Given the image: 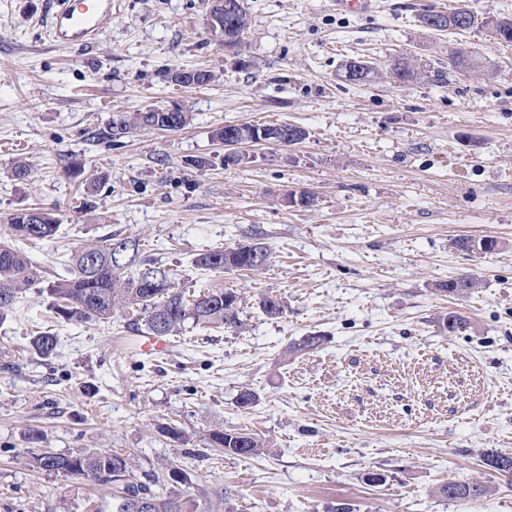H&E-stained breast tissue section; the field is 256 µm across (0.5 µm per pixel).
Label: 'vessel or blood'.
Instances as JSON below:
<instances>
[{
  "instance_id": "vessel-or-blood-1",
  "label": "vessel or blood",
  "mask_w": 512,
  "mask_h": 512,
  "mask_svg": "<svg viewBox=\"0 0 512 512\" xmlns=\"http://www.w3.org/2000/svg\"><path fill=\"white\" fill-rule=\"evenodd\" d=\"M50 41L63 47H88L112 19V0H48ZM336 13L360 16L373 12L375 0H331Z\"/></svg>"
}]
</instances>
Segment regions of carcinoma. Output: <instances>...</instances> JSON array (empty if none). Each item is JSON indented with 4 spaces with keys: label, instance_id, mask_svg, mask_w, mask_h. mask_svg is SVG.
Here are the masks:
<instances>
[{
    "label": "carcinoma",
    "instance_id": "obj_1",
    "mask_svg": "<svg viewBox=\"0 0 512 512\" xmlns=\"http://www.w3.org/2000/svg\"><path fill=\"white\" fill-rule=\"evenodd\" d=\"M501 42L512 44V16H499L493 26ZM392 75L405 82L421 75L418 68L404 58L395 60L390 68ZM374 68L368 62L349 58L342 65V78L352 84L368 81ZM173 82L183 85L206 86L214 73L205 68L175 70L170 73ZM188 121L185 112H141L133 119L120 117L112 126L95 134L97 141L113 142L140 127L165 131H179ZM10 227L22 240L35 242L50 240L58 230L56 218L41 209L32 208L11 215ZM132 252L128 261L118 265L112 260V245L118 239L108 236L101 242L83 244L71 255L67 275L47 287L55 312L66 321L107 322L115 309L138 307L145 316L146 329L155 336H174L189 320L194 323L238 327L241 324V298L222 288H207L199 294L185 295L175 290L170 271L154 266L141 258L140 239L128 237ZM453 245L464 251L484 247V252L495 251L499 242L485 237L479 240L462 237ZM250 244L231 248L209 249L197 256L195 266L204 271L221 273L229 269L261 272L266 265H257L251 257ZM42 267L32 263L28 255L7 243L0 244V320L12 312L24 289L43 282ZM479 287L478 280L460 277L439 283L436 288L452 295L468 293ZM260 311L270 319L282 316L285 303L281 296L271 292L260 295ZM60 338L49 330L34 338L35 350L44 358L56 353ZM210 446L227 455L257 456L265 452L266 440L244 431H215L210 436ZM28 464L41 471L66 477L78 476L100 485L112 483L120 489L113 497L112 512H212L211 498L216 496L224 503L235 497L233 490L222 487L209 488L204 476L191 478L179 470L181 479L173 482L170 472L177 464L168 461L160 472L143 482L133 473L128 455L114 450L78 451L68 455L34 453ZM488 466L512 475V455L491 452L485 456ZM487 493L485 485L477 480L449 481L436 489V494L452 501H477Z\"/></svg>",
    "mask_w": 512,
    "mask_h": 512
}]
</instances>
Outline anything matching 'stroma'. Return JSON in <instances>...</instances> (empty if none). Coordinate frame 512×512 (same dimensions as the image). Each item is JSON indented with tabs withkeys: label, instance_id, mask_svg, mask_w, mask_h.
Here are the masks:
<instances>
[{
	"label": "stroma",
	"instance_id": "stroma-1",
	"mask_svg": "<svg viewBox=\"0 0 512 512\" xmlns=\"http://www.w3.org/2000/svg\"><path fill=\"white\" fill-rule=\"evenodd\" d=\"M461 3L512 15V0H380L364 17L325 0H244L250 27L230 50L208 27L209 0H116L85 50L49 41L43 0H0V239L22 209L60 224L53 239L24 243L44 281L0 324V512H112L110 488L25 463L35 449L100 448L131 453L141 478L173 461L236 489L234 512H323L331 501L355 512H512V479L484 461L512 453V45L487 27L421 26V14ZM461 49L480 67L454 68ZM352 57L378 78L342 80ZM398 58L446 77L393 81ZM199 67L215 81L168 77ZM154 107L189 122L113 145L87 139ZM285 122L307 139L248 145L250 162L237 166L212 136ZM77 163L109 176L90 208L70 175ZM302 193L311 205L291 203ZM111 234L140 238L186 293L244 294L241 326L186 323L154 356L140 348L138 312L56 317L45 284L65 275L76 246ZM463 236L500 246L452 247ZM256 238L274 251L261 273L193 265ZM464 275L476 291L438 290ZM266 292L284 298L282 317L257 308ZM450 312L469 321L465 332H443ZM47 326L62 345L45 358L31 339ZM309 334L321 346L298 349ZM246 388L258 400L244 409ZM218 429L269 447L258 457L211 450ZM372 472L384 483H368ZM471 479L489 488L478 502L435 494Z\"/></svg>",
	"mask_w": 512,
	"mask_h": 512
}]
</instances>
